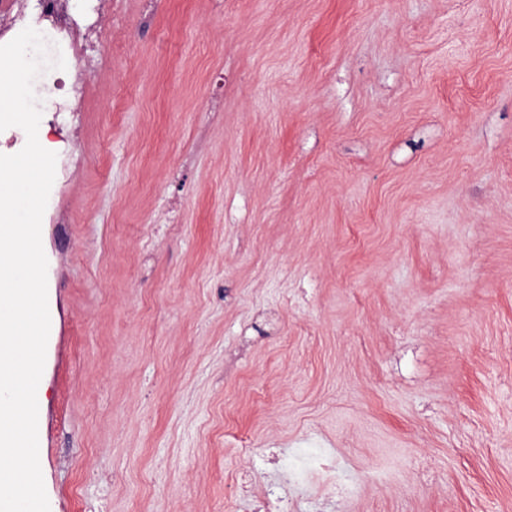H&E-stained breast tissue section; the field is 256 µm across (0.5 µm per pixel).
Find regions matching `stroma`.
Listing matches in <instances>:
<instances>
[{
    "label": "stroma",
    "instance_id": "35a3bbf8",
    "mask_svg": "<svg viewBox=\"0 0 512 512\" xmlns=\"http://www.w3.org/2000/svg\"><path fill=\"white\" fill-rule=\"evenodd\" d=\"M50 512H512V0H80ZM281 461L282 468L288 472V478L294 485H303L310 475L321 474L333 490L343 492L340 478L336 474V465L330 462L328 456L320 452L284 455Z\"/></svg>",
    "mask_w": 512,
    "mask_h": 512
}]
</instances>
